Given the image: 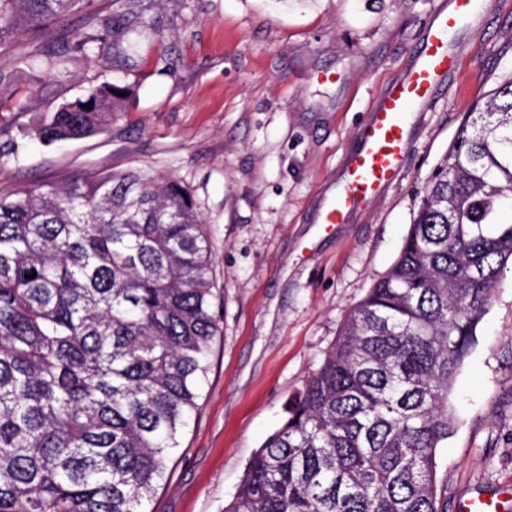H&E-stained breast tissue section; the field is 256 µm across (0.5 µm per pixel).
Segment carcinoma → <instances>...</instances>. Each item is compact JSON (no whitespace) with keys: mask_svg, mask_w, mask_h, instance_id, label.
Instances as JSON below:
<instances>
[{"mask_svg":"<svg viewBox=\"0 0 512 512\" xmlns=\"http://www.w3.org/2000/svg\"><path fill=\"white\" fill-rule=\"evenodd\" d=\"M85 0H0V53L52 73L71 53L125 57L143 12L42 29ZM135 93L103 81L33 129L16 157L101 133ZM90 108H85V105ZM33 97L0 100L33 111ZM512 81L464 114L398 257L344 320L253 454L224 512H448L438 448L456 377L512 272ZM36 273L32 279L27 275ZM208 227L192 190L142 169L0 195V512H146L197 410L220 332Z\"/></svg>","mask_w":512,"mask_h":512,"instance_id":"carcinoma-1","label":"carcinoma"}]
</instances>
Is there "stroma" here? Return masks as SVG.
I'll return each instance as SVG.
<instances>
[{"instance_id": "obj_1", "label": "stroma", "mask_w": 512, "mask_h": 512, "mask_svg": "<svg viewBox=\"0 0 512 512\" xmlns=\"http://www.w3.org/2000/svg\"><path fill=\"white\" fill-rule=\"evenodd\" d=\"M447 2L92 0L43 30L44 42L77 34L95 11L143 10L158 35L139 66L80 54L49 76L0 55V94L34 97L33 112L16 118L30 127L91 84L137 89L102 133L27 141L18 158L0 162V194L140 168L189 186L208 223L220 334L148 512H224L350 309L397 258L464 112L512 80V0H482L450 38L456 71L410 114L411 147L395 183L344 223L317 224L367 110ZM477 335L455 383V430L440 451L448 512L479 492L512 512L511 273Z\"/></svg>"}]
</instances>
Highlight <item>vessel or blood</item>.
<instances>
[{"instance_id": "vessel-or-blood-1", "label": "vessel or blood", "mask_w": 512, "mask_h": 512, "mask_svg": "<svg viewBox=\"0 0 512 512\" xmlns=\"http://www.w3.org/2000/svg\"><path fill=\"white\" fill-rule=\"evenodd\" d=\"M477 7V0H451L448 10L428 24L415 60L371 105L359 131L360 146L347 158L344 185L319 211L318 223H344L350 212L363 209L397 179L409 147L408 109L429 102L440 81L454 72L457 60L448 34Z\"/></svg>"}]
</instances>
